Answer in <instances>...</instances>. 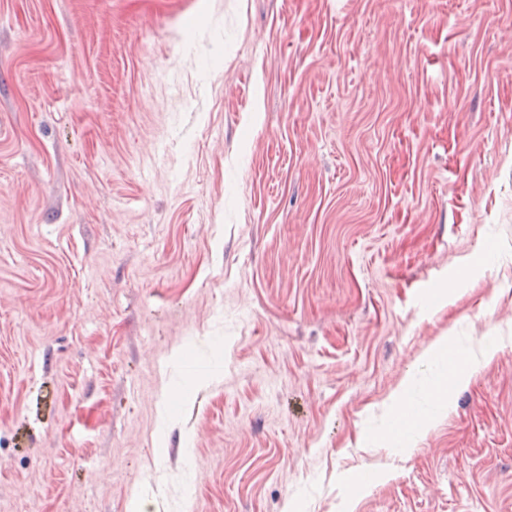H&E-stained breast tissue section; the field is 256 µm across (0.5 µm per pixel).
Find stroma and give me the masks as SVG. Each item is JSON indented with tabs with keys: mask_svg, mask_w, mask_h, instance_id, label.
<instances>
[{
	"mask_svg": "<svg viewBox=\"0 0 512 512\" xmlns=\"http://www.w3.org/2000/svg\"><path fill=\"white\" fill-rule=\"evenodd\" d=\"M0 512H512V0H0Z\"/></svg>",
	"mask_w": 512,
	"mask_h": 512,
	"instance_id": "stroma-1",
	"label": "stroma"
}]
</instances>
